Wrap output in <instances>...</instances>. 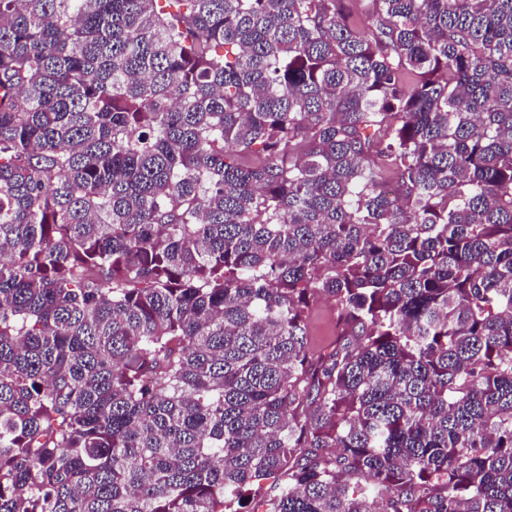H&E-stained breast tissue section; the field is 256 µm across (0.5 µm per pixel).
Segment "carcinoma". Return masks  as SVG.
<instances>
[{
    "instance_id": "carcinoma-1",
    "label": "carcinoma",
    "mask_w": 512,
    "mask_h": 512,
    "mask_svg": "<svg viewBox=\"0 0 512 512\" xmlns=\"http://www.w3.org/2000/svg\"><path fill=\"white\" fill-rule=\"evenodd\" d=\"M354 2L0 0V512H512V0ZM338 332L336 306L332 301L323 299L313 306L310 314L309 333L313 348L329 351Z\"/></svg>"
}]
</instances>
